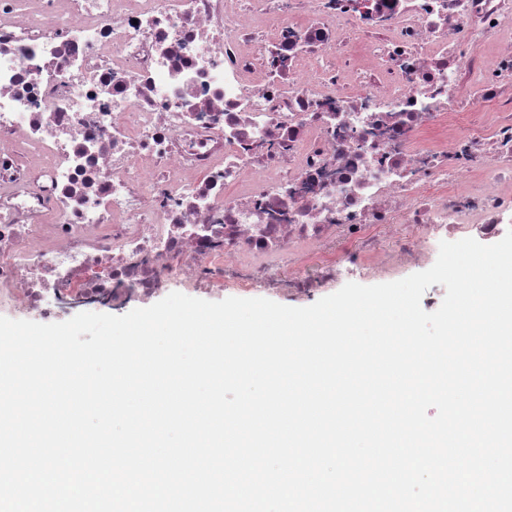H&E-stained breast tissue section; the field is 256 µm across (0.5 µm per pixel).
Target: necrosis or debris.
Segmentation results:
<instances>
[{
    "instance_id": "necrosis-or-debris-1",
    "label": "necrosis or debris",
    "mask_w": 512,
    "mask_h": 512,
    "mask_svg": "<svg viewBox=\"0 0 512 512\" xmlns=\"http://www.w3.org/2000/svg\"><path fill=\"white\" fill-rule=\"evenodd\" d=\"M509 215L512 0H0V309L311 293Z\"/></svg>"
}]
</instances>
